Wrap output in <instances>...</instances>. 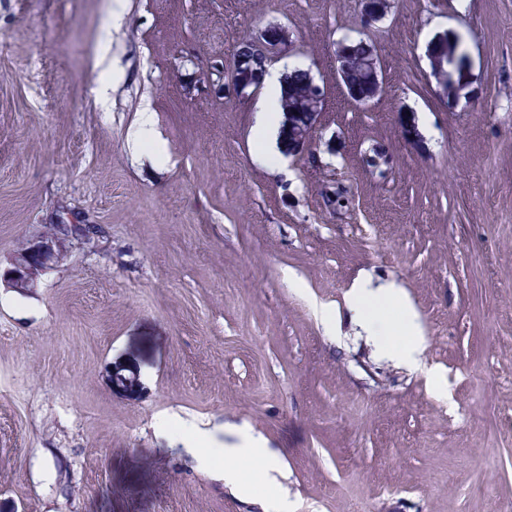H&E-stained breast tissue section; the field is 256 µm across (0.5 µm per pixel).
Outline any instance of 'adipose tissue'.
Here are the masks:
<instances>
[{
    "label": "adipose tissue",
    "mask_w": 512,
    "mask_h": 512,
    "mask_svg": "<svg viewBox=\"0 0 512 512\" xmlns=\"http://www.w3.org/2000/svg\"><path fill=\"white\" fill-rule=\"evenodd\" d=\"M266 98L257 113L255 132L259 154L275 170L283 166V155L271 145L281 123L280 96L282 72L268 69L264 77ZM354 318L380 350L398 362L422 368L426 338L413 307L408 304L396 284L379 286L367 281H355L346 293ZM405 337L403 347L391 344L393 337ZM196 458L207 471L223 476L225 483L239 496L260 498V488L273 484L278 463L267 452L264 441L245 434L237 448L214 447L208 434L196 430L192 433Z\"/></svg>",
    "instance_id": "obj_1"
}]
</instances>
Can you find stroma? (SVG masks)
<instances>
[{
    "label": "stroma",
    "instance_id": "1",
    "mask_svg": "<svg viewBox=\"0 0 512 512\" xmlns=\"http://www.w3.org/2000/svg\"><path fill=\"white\" fill-rule=\"evenodd\" d=\"M270 24L278 65L326 91L317 158L279 172L255 151L263 95L225 102L219 74ZM446 31L471 61L455 98L426 58ZM347 35L384 65L364 104L336 78ZM57 224L97 232L0 288V512H264L186 426L262 436L292 512L512 503V0H392L368 28L361 0H0V272ZM362 275L403 289L439 382L355 324ZM414 116L413 112H410V115H407L406 112H397V124L400 130L401 138L413 145V146H420L423 143V139L420 135V133L425 136L427 135V128L425 125V122L423 120V117H420V120L417 122L418 130L412 126V124L409 122L408 117Z\"/></svg>",
    "mask_w": 512,
    "mask_h": 512
}]
</instances>
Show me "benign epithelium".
Here are the masks:
<instances>
[{"label":"benign epithelium","instance_id":"obj_1","mask_svg":"<svg viewBox=\"0 0 512 512\" xmlns=\"http://www.w3.org/2000/svg\"><path fill=\"white\" fill-rule=\"evenodd\" d=\"M391 8L389 0H364L363 17L369 25L384 18ZM289 41L288 30L280 25H270L250 40L253 49L242 56L233 54L228 62L229 78L224 83V98L230 102H244L255 95L262 87V77L272 59L279 54ZM458 44L444 33L438 36L427 48V58L431 74L440 84L443 93L456 94L466 80V65L457 64ZM355 63L344 45H338L336 53V74L346 96H351L352 84L348 74ZM363 68L368 75V84L372 96L380 94L384 84L382 60L371 55L364 61ZM306 97L311 111L294 114L285 113L284 121L288 127V146L284 149L287 156H300L317 150L313 142V131L321 118V106L325 91L314 79L309 77ZM397 124L401 138L413 145L420 146L423 139L408 120L404 112L397 113ZM61 260V239L53 233L36 244L21 250L12 260L7 274L0 275V283L17 292H25L33 286L38 275Z\"/></svg>","mask_w":512,"mask_h":512}]
</instances>
